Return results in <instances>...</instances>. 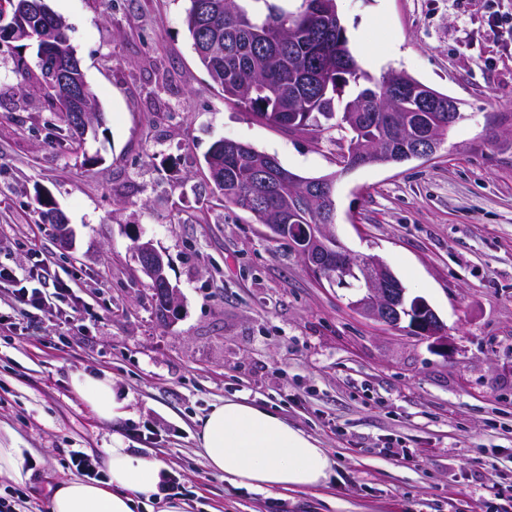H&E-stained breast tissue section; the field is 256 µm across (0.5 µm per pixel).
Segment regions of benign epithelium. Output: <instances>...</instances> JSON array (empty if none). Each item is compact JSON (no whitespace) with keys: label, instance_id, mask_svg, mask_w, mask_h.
Wrapping results in <instances>:
<instances>
[{"label":"benign epithelium","instance_id":"1","mask_svg":"<svg viewBox=\"0 0 512 512\" xmlns=\"http://www.w3.org/2000/svg\"><path fill=\"white\" fill-rule=\"evenodd\" d=\"M20 4L32 26L39 30L50 29L55 15L45 0H20ZM41 59L45 82L58 92L64 105L71 110V117L87 129L100 122L101 113L90 111L88 84L80 62L73 57L68 65L61 66L58 49L47 37L44 38ZM440 146L438 129L428 125L415 137L409 158H432ZM359 155L361 165L396 162L382 143L360 149ZM293 233L299 254L320 281L331 287L355 289L349 299L354 311L369 320L431 340L437 348L448 351V336L437 313L425 299L408 297L406 288L382 259L348 251L330 232L328 224H304ZM135 248L143 271L156 287L165 308L174 311L177 290L165 276L162 256L146 242L136 243Z\"/></svg>","mask_w":512,"mask_h":512}]
</instances>
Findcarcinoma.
Wrapping results in <instances>:
<instances>
[{
	"label": "carcinoma",
	"mask_w": 512,
	"mask_h": 512,
	"mask_svg": "<svg viewBox=\"0 0 512 512\" xmlns=\"http://www.w3.org/2000/svg\"><path fill=\"white\" fill-rule=\"evenodd\" d=\"M189 2L184 25L192 48L225 99L279 128L318 136L326 121L331 129L347 130L350 136L340 138L339 150L346 152L348 168L358 162L353 147L384 138L400 162L408 161L410 144L390 134L400 114L417 109L418 104L414 99L389 104L388 84L395 79L414 83L415 78L392 70L374 80L356 60L344 27L315 24L301 6L291 11L274 0ZM38 90L49 110L61 116V143L81 147L84 131L58 104L57 92L43 80ZM353 110L369 115L368 122L351 126L346 114ZM205 164L224 203L248 212L254 223L273 233L291 208L296 224L335 223L333 197L311 206L303 197L291 196L288 180L308 178L288 171L275 157L249 144L244 150L226 152L215 143Z\"/></svg>",
	"instance_id": "obj_1"
}]
</instances>
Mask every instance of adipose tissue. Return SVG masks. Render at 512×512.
Here are the masks:
<instances>
[{
  "instance_id": "adipose-tissue-1",
  "label": "adipose tissue",
  "mask_w": 512,
  "mask_h": 512,
  "mask_svg": "<svg viewBox=\"0 0 512 512\" xmlns=\"http://www.w3.org/2000/svg\"><path fill=\"white\" fill-rule=\"evenodd\" d=\"M72 387L103 421L127 418L128 401L117 396L110 375H78ZM196 440L209 471L253 489L315 487L331 472L328 453L314 438L244 399L213 405L198 424ZM105 453L107 481L63 482L50 500V512H137L160 496L166 466L159 458L134 452L117 434Z\"/></svg>"
}]
</instances>
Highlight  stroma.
<instances>
[{"mask_svg": "<svg viewBox=\"0 0 512 512\" xmlns=\"http://www.w3.org/2000/svg\"><path fill=\"white\" fill-rule=\"evenodd\" d=\"M46 3L106 124L60 146L56 114L16 90L37 43L0 47V268L29 288L46 265L72 290L24 315L0 288V445L34 463L19 489L50 500L74 476L70 449L100 458L118 433L180 478L183 512H512V0H337L364 70L405 71L464 115L432 160L344 172L340 130L289 132L225 100L191 47L187 0ZM220 139L334 175L336 238L432 305L447 352L354 312L349 289L213 195L205 156ZM40 192L69 241L42 223ZM138 239L164 257L174 317ZM83 372L111 375L128 419H99L72 388ZM232 397L326 448V484L247 489L207 470L197 420Z\"/></svg>", "mask_w": 512, "mask_h": 512, "instance_id": "1", "label": "stroma"}]
</instances>
